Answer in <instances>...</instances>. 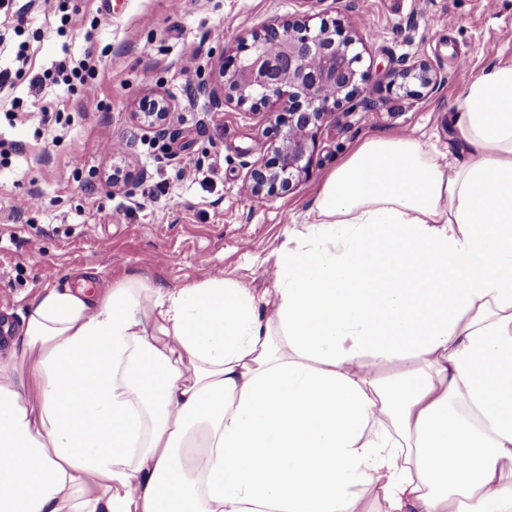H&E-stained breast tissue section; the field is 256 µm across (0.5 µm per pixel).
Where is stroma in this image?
Listing matches in <instances>:
<instances>
[{
    "mask_svg": "<svg viewBox=\"0 0 512 512\" xmlns=\"http://www.w3.org/2000/svg\"><path fill=\"white\" fill-rule=\"evenodd\" d=\"M68 26L57 6L36 0L22 32L0 11V69L28 47L27 76L0 90V353L18 336L27 303L42 289L97 292L129 278L180 288L214 271L261 292L271 287L268 258L312 227L308 213L327 175L368 136L410 134L456 158L454 116L473 75L512 66V0H73ZM340 19L363 25L365 98L342 106L318 133L309 177L287 192L245 196L249 163L266 158V123L235 108H212L200 91L214 82L225 48L269 20ZM202 53L182 69L185 46ZM98 60L95 97L65 83L39 94L30 79L60 60ZM423 61L447 75L436 93L401 97L384 75L391 60ZM164 96L175 107L170 134L155 138L136 117L140 103ZM64 112L62 128L38 123L41 109ZM120 141L125 151L102 150ZM146 169L134 193L112 187L113 166ZM196 167L194 182L175 173ZM40 198L16 214L17 198Z\"/></svg>",
    "mask_w": 512,
    "mask_h": 512,
    "instance_id": "35a3bbf8",
    "label": "stroma"
}]
</instances>
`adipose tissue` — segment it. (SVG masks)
I'll list each match as a JSON object with an SVG mask.
<instances>
[{
    "mask_svg": "<svg viewBox=\"0 0 512 512\" xmlns=\"http://www.w3.org/2000/svg\"><path fill=\"white\" fill-rule=\"evenodd\" d=\"M457 110L461 166L373 135L331 171L271 289L40 292L0 512H512V67Z\"/></svg>",
    "mask_w": 512,
    "mask_h": 512,
    "instance_id": "adipose-tissue-1",
    "label": "adipose tissue"
}]
</instances>
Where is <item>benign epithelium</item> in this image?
I'll return each mask as SVG.
<instances>
[{"label": "benign epithelium", "mask_w": 512, "mask_h": 512, "mask_svg": "<svg viewBox=\"0 0 512 512\" xmlns=\"http://www.w3.org/2000/svg\"><path fill=\"white\" fill-rule=\"evenodd\" d=\"M359 42L353 26L337 19L314 25L306 18L275 20L228 45L231 64L224 67L222 79L201 89L211 105L246 106L255 113L273 105L281 108L267 130L272 157L248 165L242 184L247 196L285 192L308 176L319 130L343 104L363 93L366 72L359 68ZM385 76L405 94L413 85L433 93L447 80L430 65L407 60L391 61ZM172 110L168 98L149 100L140 112L142 125L164 138ZM146 178L145 170H130L112 178V187L130 193Z\"/></svg>", "instance_id": "obj_1"}]
</instances>
